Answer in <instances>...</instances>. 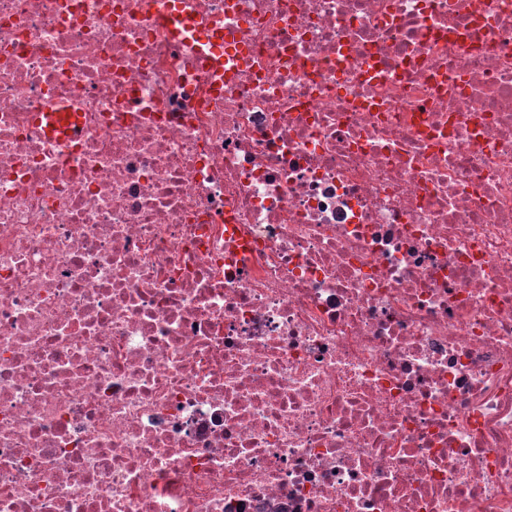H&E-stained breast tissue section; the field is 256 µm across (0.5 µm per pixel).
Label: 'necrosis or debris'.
<instances>
[{
    "mask_svg": "<svg viewBox=\"0 0 512 512\" xmlns=\"http://www.w3.org/2000/svg\"><path fill=\"white\" fill-rule=\"evenodd\" d=\"M186 6L0 0V512H512V0ZM160 20L177 38L196 39L203 43L206 41L205 37L197 30L194 19L182 11V6L179 3L176 5V10L168 6ZM40 123L51 136H61L72 141L80 137V116L65 105L54 104L39 112Z\"/></svg>",
    "mask_w": 512,
    "mask_h": 512,
    "instance_id": "4bbe7bcc",
    "label": "necrosis or debris"
}]
</instances>
